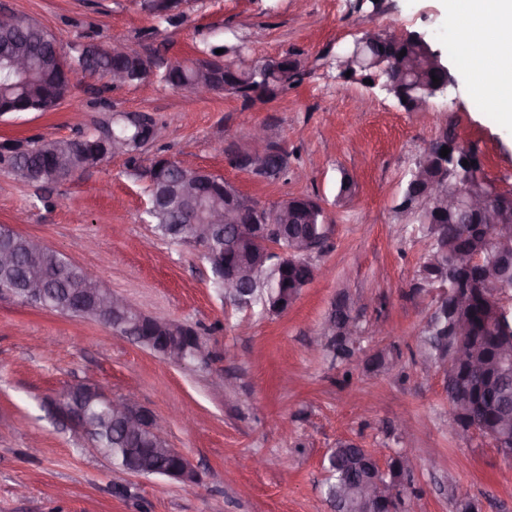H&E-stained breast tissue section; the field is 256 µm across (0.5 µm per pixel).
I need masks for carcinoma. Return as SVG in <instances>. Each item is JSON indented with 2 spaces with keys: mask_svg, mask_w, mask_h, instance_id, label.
Wrapping results in <instances>:
<instances>
[{
  "mask_svg": "<svg viewBox=\"0 0 512 512\" xmlns=\"http://www.w3.org/2000/svg\"><path fill=\"white\" fill-rule=\"evenodd\" d=\"M20 47L30 52L34 63L25 74L18 73L9 60L0 56V98L27 99L36 104L43 99L68 96L70 75L89 74L104 76L105 73L122 68L128 58L111 56L104 48L74 50L68 55V68H58L61 53L45 29L40 25L22 21L18 27H0V48ZM359 63L351 77L365 80L377 72L381 63L391 66L392 96L397 101H406L403 108L413 112L424 105L422 88L433 83L432 77H441L432 55L413 38H397L379 32L367 39H360ZM405 55H400L401 51ZM416 62L415 69L401 70L400 64L407 58ZM196 59L190 63L174 60L165 65L158 74L160 82L173 88L187 90L201 78L200 65ZM301 77V62L293 55L282 57L279 64L263 69L252 68L244 63L237 64L224 75V83L237 89L244 102L253 99H271L298 83ZM14 144L24 148L20 155L6 152L0 154V170L9 175H18L22 167L30 168L40 175L46 184H55L67 176H72L89 161L90 140L83 134L74 137L41 140L23 143L7 140L3 146ZM489 179L479 173L469 179L452 181L449 187L464 195H478L486 191ZM415 224L410 233L426 240V250L416 272L415 282L421 283L429 272L431 249L446 246L448 252L442 254L434 274L442 284L451 288L448 282V253L459 248L479 252L485 266H490L493 254L492 239L497 235L496 225H512V197L506 194L488 200L486 209L473 211L460 217L448 219V214L439 212L429 202H423L420 210L413 213ZM156 235L162 239H174L173 225L182 221L177 209L164 208L148 214ZM329 225L326 224L324 209L320 208L307 219L297 214L291 228L292 239L312 240L323 247L328 238ZM235 229L224 226V235L216 238L214 247L224 251V261H238L258 266L257 282L253 284L250 307H258L267 315L279 314L288 309L302 289L315 277V268L303 260L284 266L280 263L275 249L291 247V243L274 238L271 245L258 247L248 243L242 245L234 241ZM9 244L18 257L15 267L6 269L0 265V289H11V282L29 275H37L44 267H56L62 275L46 289L52 302L69 300L70 288L83 278V269L73 264L62 253L49 247L39 255L37 262L29 261L30 237L0 225V246ZM460 277L472 283V299L461 315L468 318L472 334L462 344L464 353L479 365L478 373L470 378L461 374L448 376V393L458 395L463 401L472 404L474 422L479 424L484 434L492 435L491 443L497 453L512 459V304L503 305L506 296L512 297V268H493L489 277L478 273V268L460 273ZM451 313L431 302V311L417 337V352L425 361L440 362L453 346L448 336V323ZM326 349L332 360L338 364H348L361 351V347L341 332L327 337ZM91 384H77L66 394L80 396L86 408V419L92 428L93 440L97 447L104 449L107 458L114 466L128 465L139 471H150L176 465L174 455L158 454L144 442L146 450L132 458L127 449L133 447L121 423L101 409L94 398ZM385 474L375 476L376 468L369 461L368 449L351 441H340L330 449L323 460L326 474L324 496L334 512H389L384 502L365 501L349 490L357 488L373 478L384 482L400 480L407 486L413 475L412 467L400 466L392 461ZM467 500L471 512H480L475 499L461 492L455 486L448 487V503L452 512H462L460 501Z\"/></svg>",
  "mask_w": 512,
  "mask_h": 512,
  "instance_id": "1",
  "label": "carcinoma"
}]
</instances>
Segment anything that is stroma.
<instances>
[{
    "instance_id": "stroma-1",
    "label": "stroma",
    "mask_w": 512,
    "mask_h": 512,
    "mask_svg": "<svg viewBox=\"0 0 512 512\" xmlns=\"http://www.w3.org/2000/svg\"><path fill=\"white\" fill-rule=\"evenodd\" d=\"M0 10L37 22L66 51L120 41L159 62L212 47L242 46L254 59L298 55L301 83L250 108L224 93L197 98L159 82L115 87L81 76L53 111L1 116L0 142L67 138L121 112H148L167 134L147 157L207 169L268 207L315 198L331 226L326 247L309 257L315 279L288 311L268 316L225 304L201 249L154 238L146 182L124 156L49 187L0 171V225L41 239L141 312L191 326L206 352L170 363L98 322L0 292V512H331L322 463L341 440L383 462L409 457L414 512H450L452 485L482 512H512V460L454 434L447 365L413 354L429 314L428 296L413 291L426 242L410 235L413 218L399 208L409 172L445 136L475 149L488 179L512 192V128L473 96V77L453 58L452 84L419 112L336 70L366 31L418 33L447 52L442 0H189L160 34L136 0H0ZM258 125L287 146L303 178L256 182L226 164L221 143ZM345 175L354 183L340 201ZM342 292L361 303L364 350L392 351L389 369L327 355L320 330ZM77 382L135 395L165 418L166 440L200 483L115 475L48 412Z\"/></svg>"
}]
</instances>
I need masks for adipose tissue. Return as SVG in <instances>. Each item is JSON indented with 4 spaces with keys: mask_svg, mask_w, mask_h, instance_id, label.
<instances>
[{
    "mask_svg": "<svg viewBox=\"0 0 512 512\" xmlns=\"http://www.w3.org/2000/svg\"><path fill=\"white\" fill-rule=\"evenodd\" d=\"M449 46L480 77L479 97L512 123V0H447Z\"/></svg>",
    "mask_w": 512,
    "mask_h": 512,
    "instance_id": "ef3b65f1",
    "label": "adipose tissue"
}]
</instances>
